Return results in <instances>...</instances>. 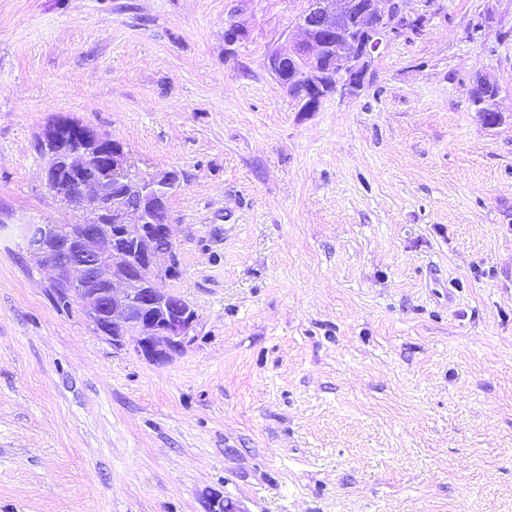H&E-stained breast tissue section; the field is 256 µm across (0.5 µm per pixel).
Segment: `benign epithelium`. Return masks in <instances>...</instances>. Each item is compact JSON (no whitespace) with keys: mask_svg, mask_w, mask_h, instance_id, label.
<instances>
[{"mask_svg":"<svg viewBox=\"0 0 512 512\" xmlns=\"http://www.w3.org/2000/svg\"><path fill=\"white\" fill-rule=\"evenodd\" d=\"M348 18L362 32L344 44L336 60L323 64L324 42L317 32L334 33ZM413 17L401 0H310L299 18L300 38L285 42L266 57L273 77L285 54L307 61L291 89L298 104L309 96H354L368 80L369 64L380 56ZM45 159L48 191L86 215L82 224H24L20 238L32 260L49 268L52 296L76 306L97 334L123 350L165 363L181 352L195 329L197 312L181 295L157 288L178 270L170 224L156 223V211L178 187L164 172L148 180L133 178L125 167L122 146L110 136L68 119L46 125L37 138ZM141 204L126 205L125 192Z\"/></svg>","mask_w":512,"mask_h":512,"instance_id":"7a95c632","label":"benign epithelium"}]
</instances>
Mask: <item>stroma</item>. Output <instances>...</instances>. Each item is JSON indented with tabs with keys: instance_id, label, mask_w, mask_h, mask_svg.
Instances as JSON below:
<instances>
[{
	"instance_id": "obj_1",
	"label": "stroma",
	"mask_w": 512,
	"mask_h": 512,
	"mask_svg": "<svg viewBox=\"0 0 512 512\" xmlns=\"http://www.w3.org/2000/svg\"><path fill=\"white\" fill-rule=\"evenodd\" d=\"M307 6L0 0V512H512V0H403L423 33L315 112L265 68ZM58 118L180 177L167 363L22 245L84 220L42 179ZM481 87H483V85H481L480 83L473 86V93L470 90V94H469L470 101H471L472 105L475 107L476 112H482L484 123L486 125H494L497 122V117L495 115V112H499L500 110L498 109L497 106H494L493 108L490 107L488 103L491 99H488V98H493L496 94H498L497 88L493 87L491 84H489L485 91L489 95L488 98H485L484 96H480L481 103L486 105L485 109L488 111V112H484L483 106L481 104H479L478 98L476 97L477 95H479L481 93V91H482Z\"/></svg>"
}]
</instances>
